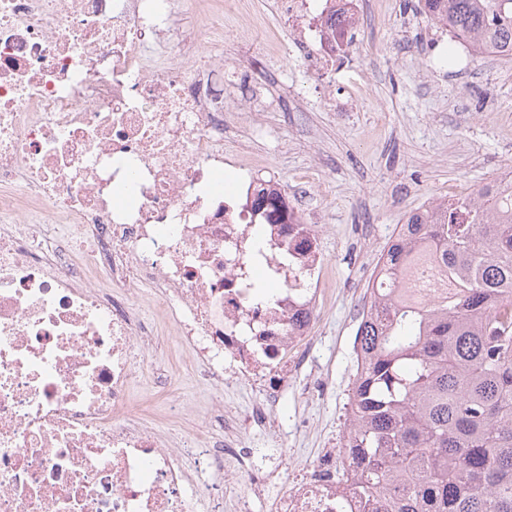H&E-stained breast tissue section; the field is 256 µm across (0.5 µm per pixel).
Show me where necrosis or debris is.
I'll list each match as a JSON object with an SVG mask.
<instances>
[{
    "label": "necrosis or debris",
    "instance_id": "1",
    "mask_svg": "<svg viewBox=\"0 0 512 512\" xmlns=\"http://www.w3.org/2000/svg\"><path fill=\"white\" fill-rule=\"evenodd\" d=\"M369 2L277 0L285 42L247 0H0V512H217L229 494L237 512L266 494L273 512H378L345 446L284 474L248 449L247 428L279 424L329 280L298 203L279 224L253 208L260 109L224 107L225 74L264 77L271 56L334 70ZM212 11L248 21L241 59H201ZM227 167L237 188L209 192ZM164 328L198 384L254 387L250 409L214 399L184 438L149 425L133 352ZM187 456L248 492L191 485Z\"/></svg>",
    "mask_w": 512,
    "mask_h": 512
}]
</instances>
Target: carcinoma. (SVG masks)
<instances>
[{
    "mask_svg": "<svg viewBox=\"0 0 512 512\" xmlns=\"http://www.w3.org/2000/svg\"><path fill=\"white\" fill-rule=\"evenodd\" d=\"M458 39L512 58V0H424ZM495 180L378 259L358 327L347 446L383 512H512V199ZM281 221L278 198L254 200ZM443 276L425 293L427 266Z\"/></svg>",
    "mask_w": 512,
    "mask_h": 512,
    "instance_id": "cac0c4a2",
    "label": "carcinoma"
}]
</instances>
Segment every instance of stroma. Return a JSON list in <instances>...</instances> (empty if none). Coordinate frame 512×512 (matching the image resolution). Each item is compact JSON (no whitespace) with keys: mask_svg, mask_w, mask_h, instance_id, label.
I'll return each instance as SVG.
<instances>
[{"mask_svg":"<svg viewBox=\"0 0 512 512\" xmlns=\"http://www.w3.org/2000/svg\"><path fill=\"white\" fill-rule=\"evenodd\" d=\"M417 4L383 0L358 33L353 57L334 73L317 75L299 59L278 57L269 81L224 91L230 107L275 100L256 148L309 213L333 285L308 367L327 380V394L311 400L299 386L289 387L278 407L283 431L248 433L255 459L269 468L308 464L344 435L358 309L369 301L376 262L397 225L433 199L475 188L512 165V60L449 55L450 35ZM354 82L362 93L353 110L330 111L325 96L345 100ZM133 398L160 409L176 400L186 417L163 421L172 433L187 434L206 413L184 374L169 398L156 396L145 379L134 386ZM300 420L307 431L297 429Z\"/></svg>","mask_w":512,"mask_h":512,"instance_id":"obj_1","label":"stroma"}]
</instances>
